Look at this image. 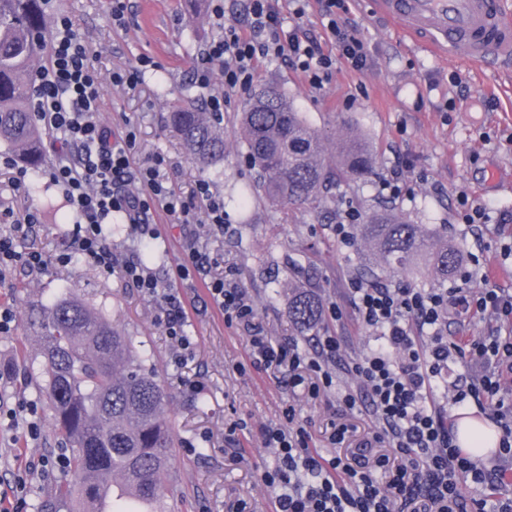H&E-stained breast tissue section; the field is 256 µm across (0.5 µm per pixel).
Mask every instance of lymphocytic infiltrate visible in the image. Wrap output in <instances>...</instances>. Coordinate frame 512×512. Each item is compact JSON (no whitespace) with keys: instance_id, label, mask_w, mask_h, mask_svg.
I'll list each match as a JSON object with an SVG mask.
<instances>
[{"instance_id":"1","label":"lymphocytic infiltrate","mask_w":512,"mask_h":512,"mask_svg":"<svg viewBox=\"0 0 512 512\" xmlns=\"http://www.w3.org/2000/svg\"><path fill=\"white\" fill-rule=\"evenodd\" d=\"M321 33L306 29L301 20L308 0H293L295 25H287L279 0H243L240 19L225 24V0H212L211 17L219 30L202 51V64L194 73L209 95L208 112L223 113L224 97L211 93L215 77H223L227 89H244L254 80V63L267 58L284 62L304 73L308 83L322 89L337 63L363 70L366 42L357 25L343 18L345 0H317ZM54 37L48 65L39 67L31 88V111L36 121L62 132L77 157H63L48 172L51 184L62 189L78 220L73 249L48 259L32 249L18 253L14 235L37 223V209H28L15 221L14 234L0 233V270L24 266L44 269L49 262L68 265L81 256L137 288L142 295L160 299V325L177 357L191 351L185 332L184 300L166 288L142 266L119 262L105 224L112 213H123L132 236L146 234L145 219L156 209L174 216L176 223L196 219L194 202L205 204V221L213 233L224 231V199L209 182L195 184L192 200H184L160 176L164 157L151 163L134 162L136 130L126 124L114 133L98 118L101 74L68 16L53 18ZM338 46L337 54L325 53L322 39ZM185 256L177 273L182 280H203L211 305L226 325L251 324L252 302L231 278L211 280L210 258L195 240L184 242ZM358 321L373 329L379 344L348 371L360 383L359 392L338 396L343 410L365 406L374 420L373 431L352 454L326 456L311 448L306 428L299 424L295 408L285 412L286 425L263 429V441L272 448L275 462L261 474L273 493L275 512H512V495L494 501L467 495V488L495 489L512 464V393L503 387L512 374V336H461L448 340L443 326L448 311L467 312L495 319L512 318V294L487 288L473 294L457 288L423 290L408 285L350 283ZM341 340L326 336L314 351L301 349L295 339L272 342L262 333L251 338V347L239 370L277 368L287 372L292 387L317 396L332 386L330 361ZM466 359L478 364L470 386L448 382V363ZM473 403L488 411L502 432L495 454L475 462L455 443L453 426L447 423L448 404ZM383 455L373 454L376 446Z\"/></svg>"}]
</instances>
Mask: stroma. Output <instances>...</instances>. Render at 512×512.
<instances>
[{
    "label": "stroma",
    "mask_w": 512,
    "mask_h": 512,
    "mask_svg": "<svg viewBox=\"0 0 512 512\" xmlns=\"http://www.w3.org/2000/svg\"><path fill=\"white\" fill-rule=\"evenodd\" d=\"M131 6L133 14L123 27L112 23L109 0H52L50 10L68 15L96 55L102 77L98 118L116 133L125 122L134 123L136 162L145 164L164 154L169 164L163 175L178 194L190 195L197 180L205 179L224 199V232L218 236L198 224L172 223L161 212L149 218L156 259L147 270L194 302L186 327L194 351L182 364H173L169 341L156 323L158 300L82 259L65 267L52 263L39 273L20 267L0 273V308L14 315L12 331L0 334V407L23 401L36 408L32 417H0V497L9 494L11 474L25 457L50 459L62 450L51 411L36 385L38 346L24 320L29 308L71 293L154 357L168 393L165 411L176 434L173 492L164 500L166 512H233L240 499L253 512H273L261 473L273 465L274 456L265 448L261 431L280 422L287 406H295L307 420L313 446L326 456L334 452L328 440L331 422L353 426L344 446L348 452L358 448L372 424L364 409L338 411V392L357 387L345 374H338L334 388L313 399L303 389L291 388L277 369L239 373L236 365L246 357L252 332L227 326L219 313L207 308L201 281H171L182 260V242L193 237L215 258L213 276H233L253 300L265 334L275 340L295 334L284 300L289 281L312 283L323 305H338L343 317L324 315L316 336L300 337L299 344L314 346L320 335L340 337L341 365L362 358L376 343L374 332L355 315L352 278L392 286L405 282L424 290H476L486 284L512 290V223L500 221L502 213L512 211V66L431 58L405 45L371 13L368 0H348L347 16L358 24L368 46L365 69L337 66L319 91L287 65L261 60L250 89L228 92L217 82L207 91L195 84L193 69L200 47L218 34L210 13L194 15L189 0H131ZM143 58L155 66L136 88L113 85L112 71L135 67ZM267 87L287 95L322 131L328 154H335L342 137L365 141L374 154L371 172L336 186L328 202L318 207L304 204L289 210L254 194L238 114L254 92ZM211 91L228 97L222 123L224 161L203 169L191 159L169 115L174 104L190 98L204 101ZM398 155L407 161L406 184L400 196L388 197L380 194L378 184ZM46 173L43 167L34 172L44 190L35 197L15 191L10 171L0 169V210L10 209L19 219L28 206H35L40 221L18 237L17 248L35 247L52 257L69 250L75 214ZM464 196L485 207V224L475 229L462 224ZM345 200L365 218L389 208L439 231L460 251L462 268L471 267L476 257L488 260L493 268L490 282H465L457 275L442 280L432 274H371L367 259L372 246L359 239L343 244L332 231L338 205ZM182 378L194 384V391L179 386ZM32 420L39 428L34 436L28 430Z\"/></svg>",
    "instance_id": "1"
}]
</instances>
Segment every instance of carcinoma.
I'll list each match as a JSON object with an SVG mask.
<instances>
[{
	"label": "carcinoma",
	"mask_w": 512,
	"mask_h": 512,
	"mask_svg": "<svg viewBox=\"0 0 512 512\" xmlns=\"http://www.w3.org/2000/svg\"><path fill=\"white\" fill-rule=\"evenodd\" d=\"M45 2L0 0V143L32 169L47 153L29 109L30 77L47 43ZM171 119L195 163L224 161L220 120L189 101L177 105ZM240 125L255 192L283 207L319 204L328 187L365 176L373 164L368 145L352 136L340 140L336 156L326 155L322 134L278 91L263 90L247 101ZM359 237L374 246L375 266L384 273L431 271L446 279L460 265L459 252L440 235L392 212L363 222ZM285 301L288 320L300 332L322 322L311 284L290 285ZM26 322L39 341L38 388L71 447L57 493L39 502L38 512H100V487L117 476L141 496L164 498L172 490L174 443L167 395L150 356L72 294L30 309Z\"/></svg>",
	"instance_id": "carcinoma-1"
}]
</instances>
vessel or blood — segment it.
Listing matches in <instances>:
<instances>
[{"instance_id": "b4317fda", "label": "vessel or blood", "mask_w": 512, "mask_h": 512, "mask_svg": "<svg viewBox=\"0 0 512 512\" xmlns=\"http://www.w3.org/2000/svg\"><path fill=\"white\" fill-rule=\"evenodd\" d=\"M372 10L412 47L443 59L512 63V19L501 0H370Z\"/></svg>"}]
</instances>
